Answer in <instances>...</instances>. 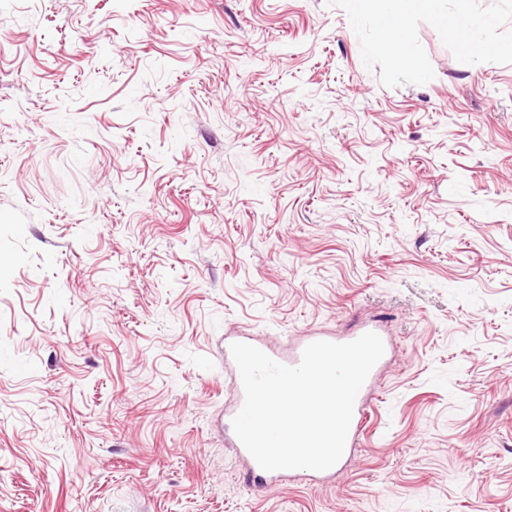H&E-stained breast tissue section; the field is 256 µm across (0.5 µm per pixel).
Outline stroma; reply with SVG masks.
<instances>
[{
	"label": "stroma",
	"instance_id": "stroma-1",
	"mask_svg": "<svg viewBox=\"0 0 512 512\" xmlns=\"http://www.w3.org/2000/svg\"><path fill=\"white\" fill-rule=\"evenodd\" d=\"M382 85L327 0H0V512H512V64ZM391 332L332 482L240 485L227 332Z\"/></svg>",
	"mask_w": 512,
	"mask_h": 512
}]
</instances>
